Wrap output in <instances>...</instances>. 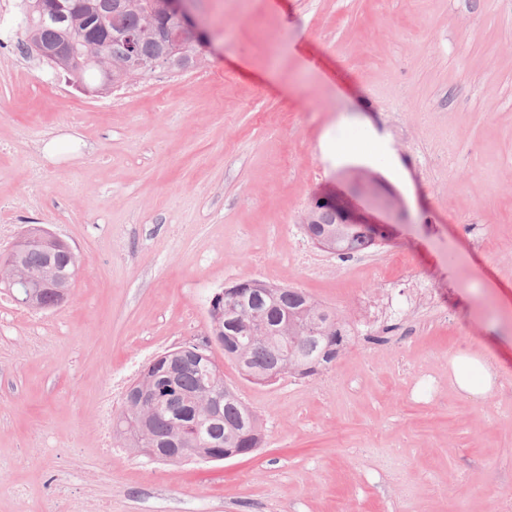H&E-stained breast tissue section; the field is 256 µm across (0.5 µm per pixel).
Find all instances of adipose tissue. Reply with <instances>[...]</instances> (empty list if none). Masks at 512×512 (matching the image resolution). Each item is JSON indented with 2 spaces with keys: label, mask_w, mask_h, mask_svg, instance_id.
Here are the masks:
<instances>
[{
  "label": "adipose tissue",
  "mask_w": 512,
  "mask_h": 512,
  "mask_svg": "<svg viewBox=\"0 0 512 512\" xmlns=\"http://www.w3.org/2000/svg\"><path fill=\"white\" fill-rule=\"evenodd\" d=\"M499 367L484 350H463L448 360V382L460 396L479 400L493 392Z\"/></svg>",
  "instance_id": "1"
}]
</instances>
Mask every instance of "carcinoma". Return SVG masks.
<instances>
[{"label": "carcinoma", "instance_id": "cac0c4a2", "mask_svg": "<svg viewBox=\"0 0 512 512\" xmlns=\"http://www.w3.org/2000/svg\"><path fill=\"white\" fill-rule=\"evenodd\" d=\"M98 0H62L70 5L68 19L64 23L42 20L37 11L31 10L34 0H21L28 14L25 33L28 43L50 44L62 38L82 35L77 47L88 53L93 42V20L84 2ZM119 0H112V34L136 32L141 29L145 15L152 10L150 0H138L131 7H117ZM112 75L105 78L94 65L54 68L64 72L73 85L91 90H110L127 82L129 71L124 68L126 53L122 43L112 39ZM317 224H304L302 228L310 240L325 238L329 241V253L339 258L356 254L366 246L375 245L377 230L370 224H339L336 214L321 206L317 209ZM252 320L247 324L235 323L228 330L234 340L232 348L224 351V358L238 363L237 354L244 350L248 361L240 364L239 372L249 381L268 383L282 375L305 378L329 368L336 357L328 350H343L351 341L346 324L336 310L315 302L297 288L271 287L268 293L251 297ZM149 372L138 385H154L157 397L168 394L162 371L170 365L167 354L158 362H148ZM176 387L185 396L194 398L196 413L209 432L189 444L192 458L202 461L206 457L224 452V445L234 448H257L263 442V429L257 414L241 399L237 390L224 382V375L215 358L198 360L182 370ZM219 403V414L211 417L210 405ZM180 407L173 401L161 403L160 410L151 415L149 438L140 436L137 427V410L125 401L122 411L114 416L112 435L121 444L142 453L150 446H169L179 439L182 425Z\"/></svg>", "mask_w": 512, "mask_h": 512}]
</instances>
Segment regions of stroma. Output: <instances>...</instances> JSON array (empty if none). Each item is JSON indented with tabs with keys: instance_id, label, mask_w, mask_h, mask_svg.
Segmentation results:
<instances>
[{
	"instance_id": "1",
	"label": "stroma",
	"mask_w": 512,
	"mask_h": 512,
	"mask_svg": "<svg viewBox=\"0 0 512 512\" xmlns=\"http://www.w3.org/2000/svg\"><path fill=\"white\" fill-rule=\"evenodd\" d=\"M201 66L81 92L24 51L0 0V224L85 257L66 303L0 289V512H498L512 500V0H197ZM381 153L343 155L340 137ZM370 194L353 193L360 174ZM332 195L390 247L343 261L303 234ZM404 251L446 318L356 325L373 266ZM257 279L356 326L326 371L224 379L262 419L251 454L151 461L100 446L114 373L209 333ZM486 344L495 391L448 357ZM483 349L463 350L448 359V382L468 399H483L493 392L499 375L497 362Z\"/></svg>"
}]
</instances>
